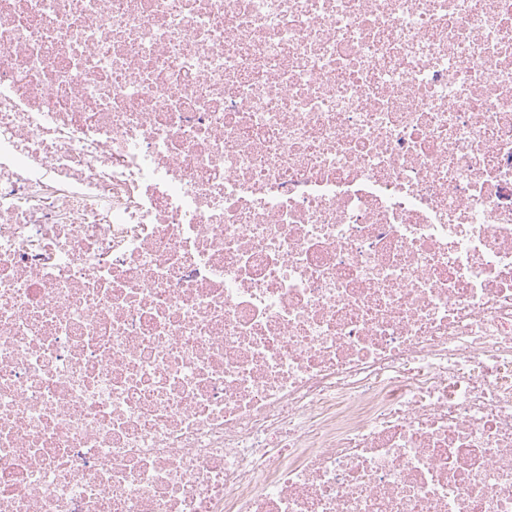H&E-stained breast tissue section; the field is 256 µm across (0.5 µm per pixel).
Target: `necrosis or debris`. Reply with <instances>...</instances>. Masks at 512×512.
<instances>
[{
    "label": "necrosis or debris",
    "instance_id": "1",
    "mask_svg": "<svg viewBox=\"0 0 512 512\" xmlns=\"http://www.w3.org/2000/svg\"><path fill=\"white\" fill-rule=\"evenodd\" d=\"M0 512H512V0H0Z\"/></svg>",
    "mask_w": 512,
    "mask_h": 512
}]
</instances>
